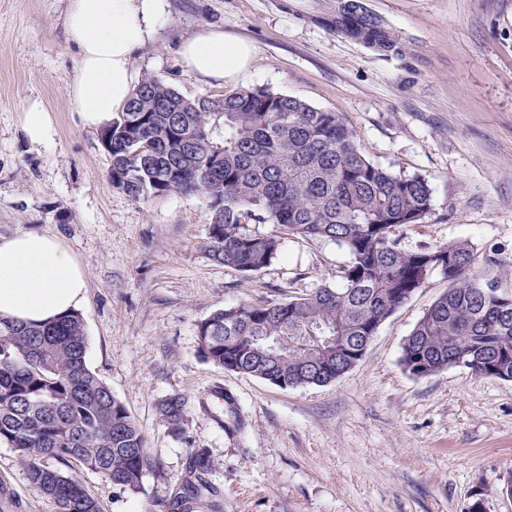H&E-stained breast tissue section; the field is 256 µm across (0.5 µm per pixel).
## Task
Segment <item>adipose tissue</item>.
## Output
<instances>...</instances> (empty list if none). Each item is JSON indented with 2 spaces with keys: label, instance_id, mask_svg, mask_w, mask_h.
<instances>
[{
  "label": "adipose tissue",
  "instance_id": "obj_1",
  "mask_svg": "<svg viewBox=\"0 0 512 512\" xmlns=\"http://www.w3.org/2000/svg\"><path fill=\"white\" fill-rule=\"evenodd\" d=\"M167 0H70L68 38L78 48L69 96L90 128L109 124L134 90L135 55L155 37ZM186 71L218 83L251 68L256 49L247 40L208 30L180 49ZM20 128L34 146L54 143L53 116L40 100L25 105ZM87 282L72 251L56 236L23 232L0 238V316L41 325L81 310Z\"/></svg>",
  "mask_w": 512,
  "mask_h": 512
}]
</instances>
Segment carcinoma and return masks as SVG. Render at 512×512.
Returning <instances> with one entry per match:
<instances>
[{
	"label": "carcinoma",
	"mask_w": 512,
	"mask_h": 512,
	"mask_svg": "<svg viewBox=\"0 0 512 512\" xmlns=\"http://www.w3.org/2000/svg\"><path fill=\"white\" fill-rule=\"evenodd\" d=\"M345 30L382 46L388 33L347 9ZM112 185L134 199L179 191L211 212L217 262L254 274L276 259L288 236L324 238L350 260L339 286L277 303L219 309L196 324L205 359L282 388L327 385L364 356L378 328L440 272L448 288L417 322L401 363L417 377L452 366L512 380V293L482 281L472 246L458 241L405 251L396 230L432 209L420 176L395 174L368 159L357 133L329 112L266 88L219 98H188L148 75L103 128ZM273 224L276 234L245 230ZM82 315L43 325L0 317V443L16 454L30 487L55 512H102L80 472L136 492L154 461L126 407L87 363ZM185 400L158 404L172 431ZM209 461L197 455L168 512H190L210 486Z\"/></svg>",
	"instance_id": "cac0c4a2"
}]
</instances>
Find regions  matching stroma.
Instances as JSON below:
<instances>
[{
    "label": "stroma",
    "mask_w": 512,
    "mask_h": 512,
    "mask_svg": "<svg viewBox=\"0 0 512 512\" xmlns=\"http://www.w3.org/2000/svg\"><path fill=\"white\" fill-rule=\"evenodd\" d=\"M394 41L377 49L336 22L348 4ZM69 0H0V237H59L88 283L87 362L129 410L156 466L138 492L87 472L103 512H165L197 452L222 512H512V381L451 367L406 371L401 348L448 283L432 275L378 329L363 358L325 386L281 388L207 361L196 323L241 303L282 302L340 282L346 250L285 239L246 275L212 259L211 213L176 191L136 200L112 185L101 132L70 103L77 51ZM250 41L253 67L217 84L183 69L182 41L204 30ZM138 77L184 96L265 87L341 113L357 144L392 172L425 178L433 207L397 229L414 251L469 242L484 279L512 287V0H168ZM51 111L53 145L20 129L28 100ZM231 394L241 430L217 391ZM185 399L171 431L157 405ZM8 512H55L0 444Z\"/></svg>",
    "instance_id": "35a3bbf8"
}]
</instances>
